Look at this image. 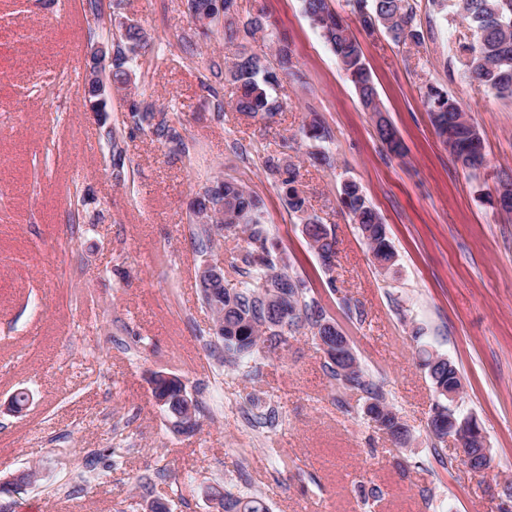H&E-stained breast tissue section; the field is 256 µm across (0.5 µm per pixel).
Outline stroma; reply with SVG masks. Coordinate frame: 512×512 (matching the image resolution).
<instances>
[{
	"label": "stroma",
	"mask_w": 512,
	"mask_h": 512,
	"mask_svg": "<svg viewBox=\"0 0 512 512\" xmlns=\"http://www.w3.org/2000/svg\"><path fill=\"white\" fill-rule=\"evenodd\" d=\"M412 2L418 45L380 25L366 32L348 0H330L403 142L397 157L301 0H237L244 19L263 6L291 53L269 121L235 111L231 87L210 73L235 48L186 0H105L147 42L128 65L129 98L113 95L104 112L88 111L83 77L107 32L82 0H0V478L41 474L9 493L17 512H150L157 500L213 512L216 486L260 496L270 512H512V215L496 204L512 179V96L469 78L472 27ZM432 87L478 128L485 168L465 169L440 142L424 103ZM133 100L167 112L183 146L137 129ZM314 122L325 141L301 134ZM322 149L332 166L316 159ZM269 150L297 165L307 214L289 210L267 176ZM222 175L263 199L290 273L409 426L405 446L365 417L366 393L332 379L311 328L224 365L196 275L230 255L202 245L193 226L198 190ZM348 181L387 226L388 269L341 202ZM308 215L336 239L332 268L302 232ZM423 349L459 371L448 406L483 429V472L429 433L436 394ZM155 372L178 376L196 399L192 434L154 402ZM20 389L33 401L17 414L8 399Z\"/></svg>",
	"instance_id": "obj_1"
}]
</instances>
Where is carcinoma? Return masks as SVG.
I'll list each match as a JSON object with an SVG mask.
<instances>
[{
    "label": "carcinoma",
    "mask_w": 512,
    "mask_h": 512,
    "mask_svg": "<svg viewBox=\"0 0 512 512\" xmlns=\"http://www.w3.org/2000/svg\"><path fill=\"white\" fill-rule=\"evenodd\" d=\"M224 28L230 35L243 34V38H255L261 33L274 41V31L265 10L243 23L230 16L238 12L237 0H223ZM440 13L454 15L466 21L478 34V41L464 47L470 55L469 71L473 78L488 85L499 94L512 95V0H431ZM305 13L350 77L365 111L378 116L383 109L371 75L363 59L358 40L350 33L342 19L331 8L329 0H303ZM353 9L359 14L363 27L370 31L381 24L396 42L419 44L423 33L419 30L416 12L409 0H352ZM144 43V33L136 22L120 32L116 53L112 62V79L117 83L128 80L126 64L138 55ZM292 72V60L288 46H278L274 61L255 53L246 45H240L232 60L217 70L216 76L235 87V108L249 116L271 119L280 109V103L271 97L268 89L274 86L281 75ZM432 117L435 131L442 126L453 130L457 141L465 144L480 138L475 126L465 116L458 101L438 90H430L425 98ZM130 117L136 126H147L159 140L183 145L181 134L172 124L167 113L156 112L150 106L131 103ZM380 142L396 154L403 153V145L396 138V132L389 122L380 118L376 124ZM264 169L282 185L288 199V207L294 212L306 208V199L301 195L297 183L295 164L285 158L269 153L264 157ZM343 204L354 223L359 225L374 258L388 263L394 256L389 244L386 225L378 213L366 201L354 183L343 187ZM222 215L224 230L237 229L246 235V246L234 251L230 269L233 274L244 278L243 287L226 288L221 282L213 286L199 285L204 303L213 315V321L222 326L215 333L222 343L224 361L230 364L241 362L260 352V346L277 349L287 342V334L299 330L305 324L312 326L334 323L315 297L307 282L288 272V257L279 250L264 223L263 200L235 177L218 179L213 185L201 187L195 201L196 211L207 206ZM309 237L319 257L323 260L335 253V238L322 224L311 218L305 224ZM280 283L286 296L288 316L279 331L266 323L261 300L257 296L262 283ZM422 364L438 397L443 399L435 407L431 420V433L439 441L448 437L453 422H461L454 412L444 404L448 392L458 390L461 381L456 367L449 361L427 351L422 352ZM330 375L349 390H361L370 395L372 403L367 408L370 418L384 427L396 443L405 442L409 430L401 423L383 394L366 378L360 368L349 372L334 360L327 362ZM219 512H269L266 502L256 495L235 494L227 489H214Z\"/></svg>",
    "instance_id": "1"
}]
</instances>
